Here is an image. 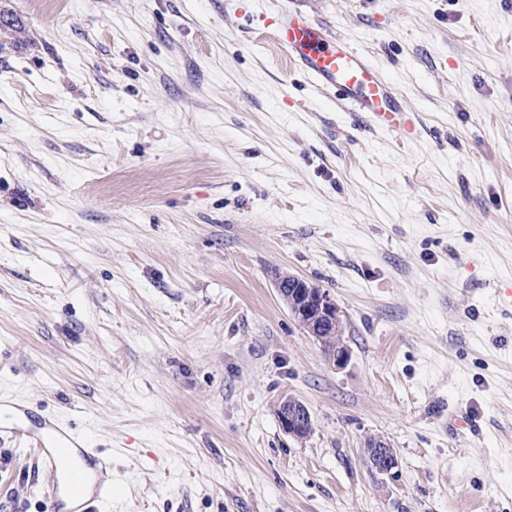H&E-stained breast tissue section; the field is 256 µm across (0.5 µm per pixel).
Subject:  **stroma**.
<instances>
[{
  "mask_svg": "<svg viewBox=\"0 0 512 512\" xmlns=\"http://www.w3.org/2000/svg\"><path fill=\"white\" fill-rule=\"evenodd\" d=\"M40 4L0 0V401L111 448L112 512H512V0ZM277 7L365 52L412 138L291 66ZM279 271L335 299L345 367ZM42 487L0 444V512ZM279 418L283 429L295 438H304L312 428L311 415L304 404L287 398L279 409ZM366 454L371 468L381 475H393L398 467V459L393 448L382 439H369Z\"/></svg>",
  "mask_w": 512,
  "mask_h": 512,
  "instance_id": "1",
  "label": "stroma"
}]
</instances>
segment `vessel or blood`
I'll return each instance as SVG.
<instances>
[{"label":"vessel or blood","mask_w":512,"mask_h":512,"mask_svg":"<svg viewBox=\"0 0 512 512\" xmlns=\"http://www.w3.org/2000/svg\"><path fill=\"white\" fill-rule=\"evenodd\" d=\"M269 23L290 64L314 87L332 93L373 127L413 133V109L367 55L299 8L274 16ZM5 441L34 449L45 475V512H107L116 490L112 459L72 422L38 420L29 409L16 405L10 423L0 424V443Z\"/></svg>","instance_id":"b4317fda"}]
</instances>
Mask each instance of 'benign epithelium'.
<instances>
[{
  "label": "benign epithelium",
  "mask_w": 512,
  "mask_h": 512,
  "mask_svg": "<svg viewBox=\"0 0 512 512\" xmlns=\"http://www.w3.org/2000/svg\"><path fill=\"white\" fill-rule=\"evenodd\" d=\"M275 285L286 302L292 316L315 339L327 334L336 337V350L327 355V361L342 368L350 360V351L342 340L343 319L335 300L326 291H313L309 283L295 275L275 274ZM283 429L295 438H303L312 428L311 415L304 404L287 398L279 409ZM368 462L381 475H392L398 467V459L390 445L378 438L368 440Z\"/></svg>",
  "instance_id": "obj_1"
}]
</instances>
